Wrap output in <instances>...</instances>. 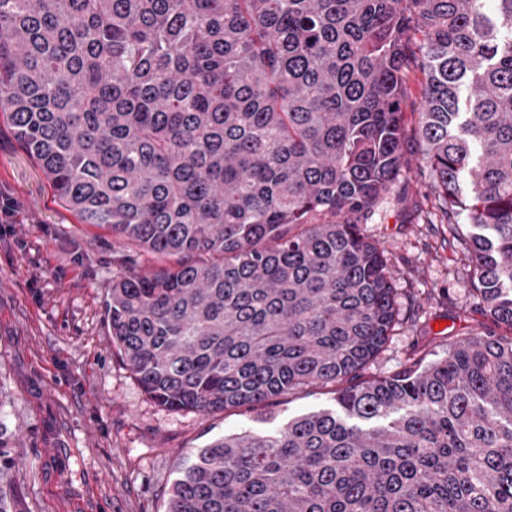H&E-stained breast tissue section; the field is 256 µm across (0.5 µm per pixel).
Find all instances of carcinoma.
<instances>
[{
    "label": "carcinoma",
    "instance_id": "cac0c4a2",
    "mask_svg": "<svg viewBox=\"0 0 512 512\" xmlns=\"http://www.w3.org/2000/svg\"><path fill=\"white\" fill-rule=\"evenodd\" d=\"M417 35L422 159L472 228L479 306L512 329V0H0V112L55 197L176 259L104 302L148 397L266 422L339 386L334 410L194 450L165 512H512V336L362 378L395 288L348 217L400 175ZM12 444L0 419V512H19Z\"/></svg>",
    "mask_w": 512,
    "mask_h": 512
}]
</instances>
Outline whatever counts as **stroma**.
Here are the masks:
<instances>
[{
	"label": "stroma",
	"mask_w": 512,
	"mask_h": 512,
	"mask_svg": "<svg viewBox=\"0 0 512 512\" xmlns=\"http://www.w3.org/2000/svg\"><path fill=\"white\" fill-rule=\"evenodd\" d=\"M424 84L413 43L401 102L408 165L359 223L383 250L397 290L398 321L367 365L368 379L441 360L462 327L512 331L492 326L478 307L462 245L470 227L444 218L421 160ZM0 192L16 202L0 226V418L14 439L20 512H163L192 450L335 408L334 389L321 385L280 396L269 423L246 407L202 415L156 405L113 353L104 314L113 278L154 258L66 210L2 116Z\"/></svg>",
	"instance_id": "1"
}]
</instances>
